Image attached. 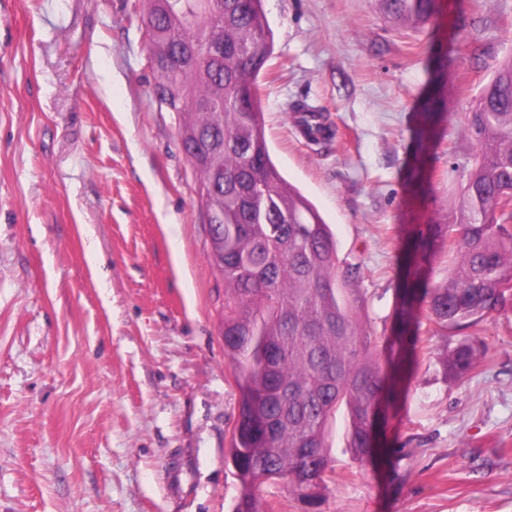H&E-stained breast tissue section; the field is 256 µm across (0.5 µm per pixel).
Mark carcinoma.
I'll list each match as a JSON object with an SVG mask.
<instances>
[{"mask_svg":"<svg viewBox=\"0 0 512 512\" xmlns=\"http://www.w3.org/2000/svg\"><path fill=\"white\" fill-rule=\"evenodd\" d=\"M404 24L439 12L438 0H381ZM192 0H142L148 57L162 45L224 41V56H193L155 71L153 90L175 88L166 109L180 130L209 143L213 156L191 167L199 191L224 186L215 213L214 260L224 278V352L239 392V419L228 455L238 484L232 512H258L257 492L281 484L313 503L332 472L330 427L345 409V448L361 465L383 461L396 402L417 365L423 323L438 334L512 308V54L500 61L464 113L459 132L472 159L454 166L458 205L446 224H403L404 274L392 334L371 327L368 300L355 287L361 263L340 256L315 206L272 161L263 128L259 76L273 54L263 0H209L208 32L187 23ZM315 143L334 131L323 112L287 104ZM437 134L424 118L416 132L413 178L425 181V157ZM448 254V280L433 282L437 254ZM480 353L461 342L445 361L461 379Z\"/></svg>","mask_w":512,"mask_h":512,"instance_id":"cac0c4a2","label":"carcinoma"}]
</instances>
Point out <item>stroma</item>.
<instances>
[{
  "label": "stroma",
  "mask_w": 512,
  "mask_h": 512,
  "mask_svg": "<svg viewBox=\"0 0 512 512\" xmlns=\"http://www.w3.org/2000/svg\"><path fill=\"white\" fill-rule=\"evenodd\" d=\"M136 0H0V512H230L227 459L238 392L224 353V279L209 258L197 179L175 113L152 94ZM274 51L261 79L272 159L362 263L374 329L389 318L404 224H444L457 131L512 51V0H471L457 88L430 155L409 180L429 92L457 15L394 24L380 0H264ZM327 112L330 148L286 104ZM488 343L462 380L441 358ZM331 428L336 476L307 505L269 485L265 512H512V310L432 338L363 466Z\"/></svg>",
  "instance_id": "stroma-1"
}]
</instances>
